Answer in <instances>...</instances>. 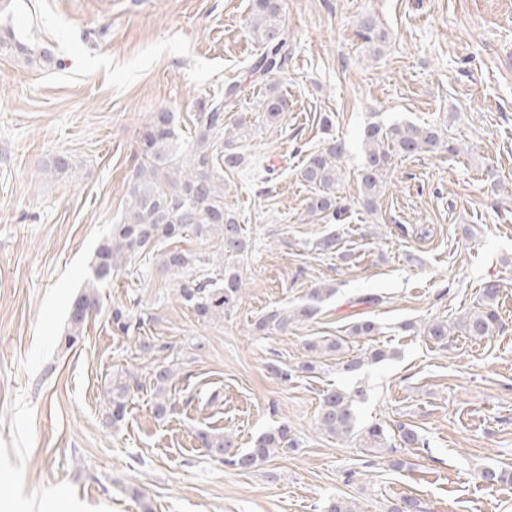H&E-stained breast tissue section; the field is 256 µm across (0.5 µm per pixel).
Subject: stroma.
Segmentation results:
<instances>
[{"label": "stroma", "instance_id": "obj_1", "mask_svg": "<svg viewBox=\"0 0 512 512\" xmlns=\"http://www.w3.org/2000/svg\"><path fill=\"white\" fill-rule=\"evenodd\" d=\"M252 0H0V38L40 50L34 61L0 50V512H323L343 496L358 512L401 498L421 512H512V0H282L292 64L251 73L258 47L246 28ZM386 34L359 35L365 19ZM247 116L246 166L226 173V201L251 248L240 259L234 311L204 322L178 300L160 250L127 265L102 291L72 349L60 344L93 251L125 210L150 113L173 112L183 137L200 104L226 83ZM288 99L278 125L260 108L270 83ZM330 114L348 150L327 224L306 213L304 159L322 147ZM409 120L456 138L462 151L395 158L367 211L357 174L372 123ZM71 168L58 173L57 155ZM269 169L267 182L257 173ZM337 234L335 251L319 247ZM499 286L502 328L447 347L424 322L472 309ZM332 289L319 313L285 334L257 335L273 307ZM153 315L143 335L112 333L114 307ZM369 319L373 336L353 335ZM341 348L298 372L306 340ZM381 349L384 361H365ZM360 369L345 371L351 358ZM171 366L173 409L154 414L137 393L123 424L105 422L113 374L147 378ZM293 370L291 380L276 369ZM359 389L360 423H402L426 447L396 453L340 441L316 423L320 394ZM287 424L298 450L239 470L196 439L209 429L251 447ZM402 460L394 468V460Z\"/></svg>", "mask_w": 512, "mask_h": 512}]
</instances>
